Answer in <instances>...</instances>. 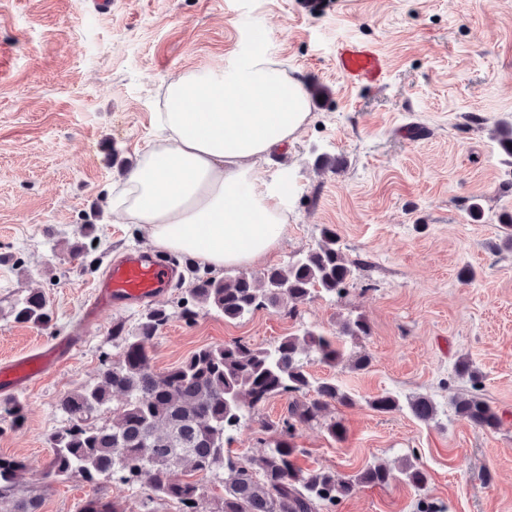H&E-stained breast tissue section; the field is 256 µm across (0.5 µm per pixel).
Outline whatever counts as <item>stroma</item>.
Listing matches in <instances>:
<instances>
[{"label": "stroma", "instance_id": "1", "mask_svg": "<svg viewBox=\"0 0 512 512\" xmlns=\"http://www.w3.org/2000/svg\"><path fill=\"white\" fill-rule=\"evenodd\" d=\"M354 47L381 58L378 76L342 70ZM254 53L285 62L312 109L269 164L291 182L283 235L245 271L286 266L329 226L355 263L353 279L343 295L240 320L199 303L189 324L179 316L191 279L182 272L160 299L169 321L145 343L154 370L240 339L270 347L307 329L339 338L347 360L365 354L370 364L309 362L314 380L336 381L353 402L301 429L298 465L348 476L416 457L428 484L364 486L325 512H419L424 500L442 512H512V250L499 247L497 222L512 210V164L491 136L512 120V0H112L105 15L92 0H0V68L9 73L0 82V359L85 333L71 359L15 392L24 421L0 414V457L23 461L38 512H82L91 498L80 475L52 482L44 472L64 425L61 399L98 382L121 355L113 322L135 330L144 310L83 326L106 267L150 248L116 190L160 135L155 114L171 76L227 69ZM472 197L484 209L477 222L466 211ZM464 266L471 281L457 276ZM33 291L50 302V327L11 314ZM356 316L371 328L359 341L341 334ZM462 360L482 373L500 429L456 414L454 397L470 389L455 374ZM385 391L432 399L435 420L374 411L370 400ZM286 403L277 396L252 410L227 451L258 459L270 440L261 424ZM334 420L345 441L329 435Z\"/></svg>", "mask_w": 512, "mask_h": 512}]
</instances>
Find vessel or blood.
<instances>
[{
  "label": "vessel or blood",
  "mask_w": 512,
  "mask_h": 512,
  "mask_svg": "<svg viewBox=\"0 0 512 512\" xmlns=\"http://www.w3.org/2000/svg\"><path fill=\"white\" fill-rule=\"evenodd\" d=\"M376 55L355 52L346 56L342 67L347 71L379 70ZM176 275L173 266L163 264L142 253H129L111 263L94 286L93 297L84 309L85 324H95L103 312L125 303L155 300L167 290ZM83 338L62 336L49 348H36L16 360L0 362V392L8 394L27 387L50 369L69 359Z\"/></svg>",
  "instance_id": "obj_1"
}]
</instances>
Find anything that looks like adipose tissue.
I'll use <instances>...</instances> for the list:
<instances>
[{
    "label": "adipose tissue",
    "instance_id": "obj_1",
    "mask_svg": "<svg viewBox=\"0 0 512 512\" xmlns=\"http://www.w3.org/2000/svg\"><path fill=\"white\" fill-rule=\"evenodd\" d=\"M310 112L303 81L263 53L227 71L172 76L156 114L168 136L128 176L123 210L156 250L214 269L254 263L284 227L281 181L265 167Z\"/></svg>",
    "mask_w": 512,
    "mask_h": 512
}]
</instances>
